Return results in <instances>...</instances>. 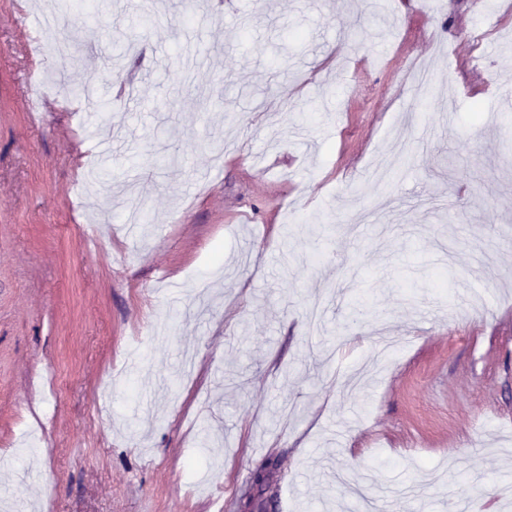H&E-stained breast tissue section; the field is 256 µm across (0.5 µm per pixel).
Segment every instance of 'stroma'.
I'll list each match as a JSON object with an SVG mask.
<instances>
[{"label": "stroma", "mask_w": 512, "mask_h": 512, "mask_svg": "<svg viewBox=\"0 0 512 512\" xmlns=\"http://www.w3.org/2000/svg\"><path fill=\"white\" fill-rule=\"evenodd\" d=\"M493 2L0 0V512H512Z\"/></svg>", "instance_id": "stroma-1"}]
</instances>
